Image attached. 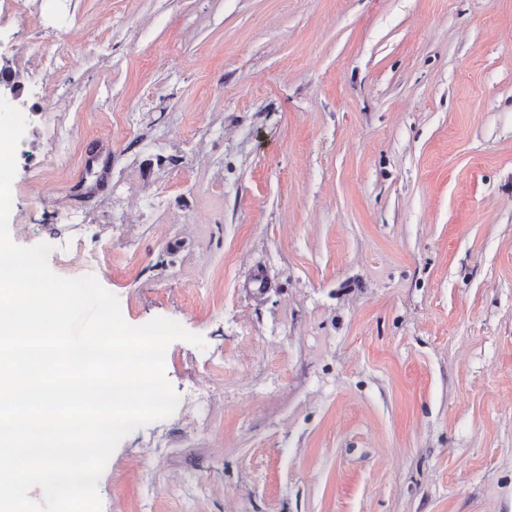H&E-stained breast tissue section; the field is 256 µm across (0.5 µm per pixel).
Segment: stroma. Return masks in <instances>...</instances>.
<instances>
[{"label":"stroma","instance_id":"1","mask_svg":"<svg viewBox=\"0 0 512 512\" xmlns=\"http://www.w3.org/2000/svg\"><path fill=\"white\" fill-rule=\"evenodd\" d=\"M24 3L12 240L205 341L101 512H512V0Z\"/></svg>","mask_w":512,"mask_h":512}]
</instances>
